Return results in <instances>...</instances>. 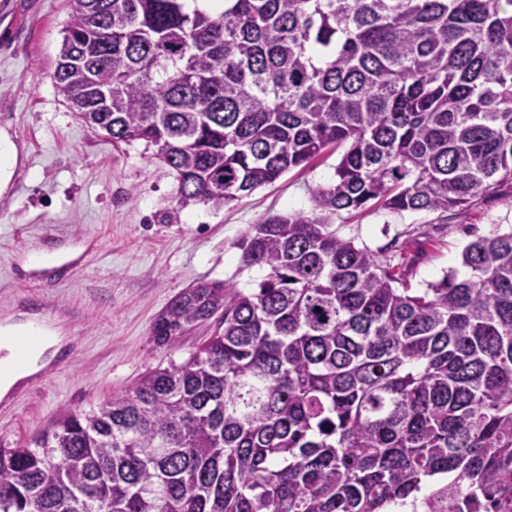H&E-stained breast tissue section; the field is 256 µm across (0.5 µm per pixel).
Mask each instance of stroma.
I'll return each instance as SVG.
<instances>
[{"label": "stroma", "mask_w": 512, "mask_h": 512, "mask_svg": "<svg viewBox=\"0 0 512 512\" xmlns=\"http://www.w3.org/2000/svg\"><path fill=\"white\" fill-rule=\"evenodd\" d=\"M74 0H0V137L14 148L0 189V326L43 321L56 354L0 402V440L14 445L66 408L86 409L182 361L212 334L201 326L167 345L151 327L183 289L223 281L243 289L265 275L244 265L239 243L274 215L314 210L312 193L335 177L338 152L222 207L178 205V183L144 144L112 143L88 128L52 74ZM356 245L394 260L406 287L461 270L471 241L512 230V182L479 190L462 212L401 216L371 209L337 217ZM57 267L33 271V250Z\"/></svg>", "instance_id": "35a3bbf8"}]
</instances>
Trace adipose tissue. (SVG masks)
Instances as JSON below:
<instances>
[{
    "label": "adipose tissue",
    "instance_id": "ef3b65f1",
    "mask_svg": "<svg viewBox=\"0 0 512 512\" xmlns=\"http://www.w3.org/2000/svg\"><path fill=\"white\" fill-rule=\"evenodd\" d=\"M28 335L37 337V345L27 354H19L12 343L13 328L4 326L0 329V349L4 350V357L0 358V392H7L20 380L37 372L40 368L39 361L46 350L59 342L55 330L43 327H29Z\"/></svg>",
    "mask_w": 512,
    "mask_h": 512
}]
</instances>
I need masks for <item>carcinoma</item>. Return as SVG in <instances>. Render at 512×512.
<instances>
[{"label": "carcinoma", "instance_id": "cac0c4a2", "mask_svg": "<svg viewBox=\"0 0 512 512\" xmlns=\"http://www.w3.org/2000/svg\"><path fill=\"white\" fill-rule=\"evenodd\" d=\"M52 80L181 206L341 155L319 213L244 236L257 287L161 311L160 345L219 317L188 358L0 442V512H512V230L414 291L330 229L512 179V0H75Z\"/></svg>", "mask_w": 512, "mask_h": 512}]
</instances>
